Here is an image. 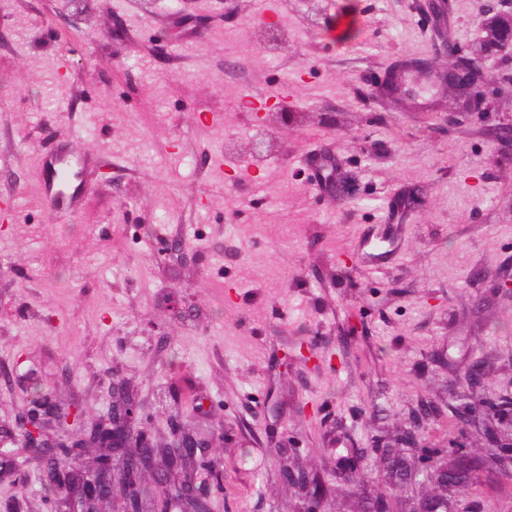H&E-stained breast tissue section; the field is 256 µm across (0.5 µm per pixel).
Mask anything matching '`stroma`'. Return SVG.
Returning <instances> with one entry per match:
<instances>
[{
  "mask_svg": "<svg viewBox=\"0 0 512 512\" xmlns=\"http://www.w3.org/2000/svg\"><path fill=\"white\" fill-rule=\"evenodd\" d=\"M427 4L280 0L271 53L258 0H195L184 20L169 0H0V512H54L15 431L36 393L92 423L116 382L154 444L175 420L211 444L215 512H308L285 466L322 485L323 512L441 495L512 512V471L445 493L387 482L374 448L426 403L423 443L447 447L448 383L473 362L480 397H512V149L488 134L512 124V50L489 59L492 108L453 124L422 77L414 97L382 90L405 61L446 66L443 39L479 49L512 6L450 0L443 38ZM244 99L293 115L257 158ZM53 146L91 168L71 214L46 194ZM167 243L181 252L159 257ZM494 426L449 467L482 475L512 414Z\"/></svg>",
  "mask_w": 512,
  "mask_h": 512,
  "instance_id": "obj_1",
  "label": "stroma"
}]
</instances>
